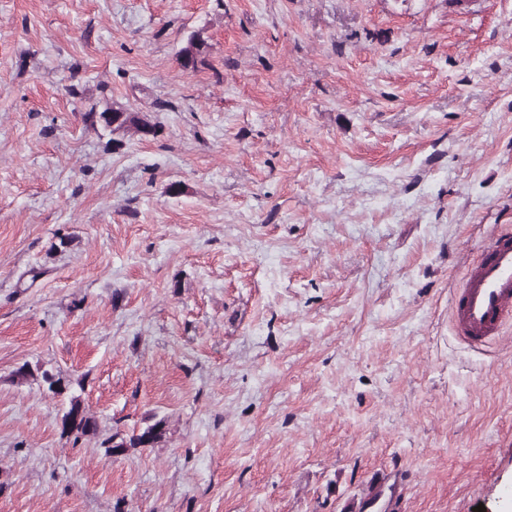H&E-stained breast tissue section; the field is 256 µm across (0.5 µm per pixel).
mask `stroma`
<instances>
[{"instance_id": "obj_1", "label": "stroma", "mask_w": 512, "mask_h": 512, "mask_svg": "<svg viewBox=\"0 0 512 512\" xmlns=\"http://www.w3.org/2000/svg\"><path fill=\"white\" fill-rule=\"evenodd\" d=\"M497 231L512 0H0V512H512ZM205 43L202 39L191 37L188 45L180 51V64L184 69H196L205 64ZM87 118L94 122H101L106 127H112L114 130H126L147 137V133L152 132V135L158 133L157 123L151 122L147 117L141 116L139 112H127L116 110L106 105L102 111L98 112L96 107L91 108L87 113ZM457 334L464 340H492L512 314V234L502 233L486 245L453 298ZM61 421L63 434L95 436L99 433L97 420L86 410L79 396H70ZM165 426L164 420H158L139 433L132 434L128 439L119 433H114L105 440V444H110L107 451L112 454H122L129 448H154L162 442L166 434Z\"/></svg>"}]
</instances>
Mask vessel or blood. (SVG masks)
Returning a JSON list of instances; mask_svg holds the SVG:
<instances>
[{
  "label": "vessel or blood",
  "mask_w": 512,
  "mask_h": 512,
  "mask_svg": "<svg viewBox=\"0 0 512 512\" xmlns=\"http://www.w3.org/2000/svg\"><path fill=\"white\" fill-rule=\"evenodd\" d=\"M457 334L462 339H494L512 314V234L502 233L486 245L453 298Z\"/></svg>",
  "instance_id": "vessel-or-blood-1"
}]
</instances>
